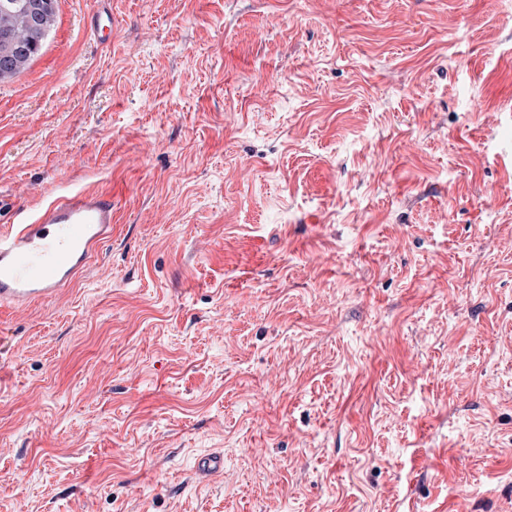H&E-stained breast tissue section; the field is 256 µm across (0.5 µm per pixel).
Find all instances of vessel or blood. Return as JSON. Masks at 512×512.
Returning a JSON list of instances; mask_svg holds the SVG:
<instances>
[{"label": "vessel or blood", "mask_w": 512, "mask_h": 512, "mask_svg": "<svg viewBox=\"0 0 512 512\" xmlns=\"http://www.w3.org/2000/svg\"><path fill=\"white\" fill-rule=\"evenodd\" d=\"M86 30L112 35L108 0H93ZM112 237V195L70 187L17 222L0 226V308L55 300Z\"/></svg>", "instance_id": "obj_1"}]
</instances>
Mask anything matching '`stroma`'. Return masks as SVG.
<instances>
[{
	"label": "stroma",
	"instance_id": "35a3bbf8",
	"mask_svg": "<svg viewBox=\"0 0 512 512\" xmlns=\"http://www.w3.org/2000/svg\"><path fill=\"white\" fill-rule=\"evenodd\" d=\"M110 8L0 83V225L112 191L0 310V512H512V0ZM85 28L97 42H104L112 36V14L108 0L93 1ZM112 238V193L70 187L0 226V308L55 300Z\"/></svg>",
	"mask_w": 512,
	"mask_h": 512
}]
</instances>
